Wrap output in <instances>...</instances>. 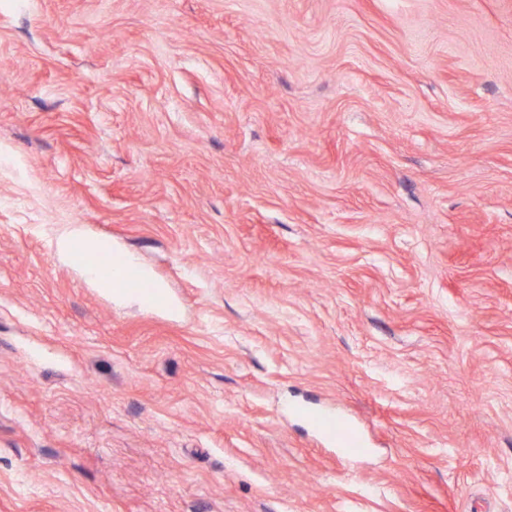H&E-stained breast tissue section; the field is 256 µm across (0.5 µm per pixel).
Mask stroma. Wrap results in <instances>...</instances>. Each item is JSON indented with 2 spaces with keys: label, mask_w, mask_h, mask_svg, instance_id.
<instances>
[{
  "label": "stroma",
  "mask_w": 512,
  "mask_h": 512,
  "mask_svg": "<svg viewBox=\"0 0 512 512\" xmlns=\"http://www.w3.org/2000/svg\"><path fill=\"white\" fill-rule=\"evenodd\" d=\"M476 499L512 512V0H0V512ZM80 240L89 252H106L110 250L107 242L98 239H89L83 237L79 227L74 226L67 234L58 238L57 245L63 251H69L72 243Z\"/></svg>",
  "instance_id": "stroma-1"
}]
</instances>
